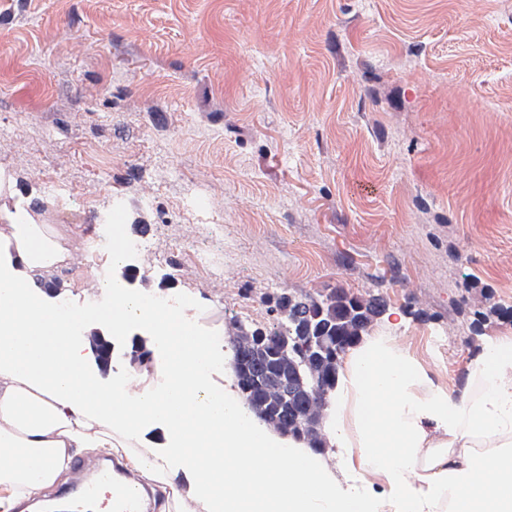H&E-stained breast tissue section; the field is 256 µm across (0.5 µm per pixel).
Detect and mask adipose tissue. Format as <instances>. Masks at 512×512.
Segmentation results:
<instances>
[{"mask_svg":"<svg viewBox=\"0 0 512 512\" xmlns=\"http://www.w3.org/2000/svg\"><path fill=\"white\" fill-rule=\"evenodd\" d=\"M68 259L47 225L0 231V512L47 496L77 455L99 448L166 492V512H512V337L489 339L468 362L474 393L435 383L393 329L366 336L324 427L357 462L359 481L345 487L221 384L223 337L183 335L151 293L115 279L110 318L48 300L45 275ZM133 323L167 327L164 381L116 357L103 387L92 345L72 331L117 343Z\"/></svg>","mask_w":512,"mask_h":512,"instance_id":"obj_1","label":"adipose tissue"}]
</instances>
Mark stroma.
Here are the masks:
<instances>
[{"instance_id": "stroma-1", "label": "stroma", "mask_w": 512, "mask_h": 512, "mask_svg": "<svg viewBox=\"0 0 512 512\" xmlns=\"http://www.w3.org/2000/svg\"><path fill=\"white\" fill-rule=\"evenodd\" d=\"M21 210L68 240V305L119 213L135 290L224 336L282 292L379 296L463 387L512 336V0H0V226Z\"/></svg>"}]
</instances>
